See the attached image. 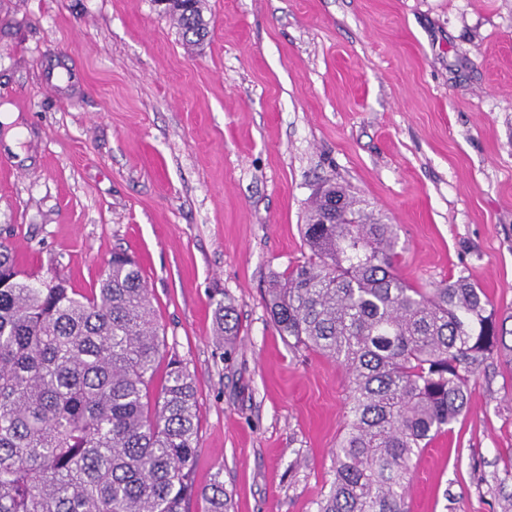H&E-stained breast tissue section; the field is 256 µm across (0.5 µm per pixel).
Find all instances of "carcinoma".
I'll return each mask as SVG.
<instances>
[{"label":"carcinoma","instance_id":"carcinoma-1","mask_svg":"<svg viewBox=\"0 0 512 512\" xmlns=\"http://www.w3.org/2000/svg\"><path fill=\"white\" fill-rule=\"evenodd\" d=\"M185 37L208 33L202 0L172 10ZM309 251L270 277L264 303L293 346L345 371L344 432L317 512H405L413 459L468 409V386L497 355L512 364V314L459 275L415 287L397 271L398 233L341 186L302 225ZM232 344L233 309L214 311ZM160 338L135 261L115 252L98 288L44 284L0 242V512H228L224 480L196 487L197 389L168 362L151 400Z\"/></svg>","mask_w":512,"mask_h":512}]
</instances>
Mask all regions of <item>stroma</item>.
Listing matches in <instances>:
<instances>
[{"label": "stroma", "instance_id": "stroma-1", "mask_svg": "<svg viewBox=\"0 0 512 512\" xmlns=\"http://www.w3.org/2000/svg\"><path fill=\"white\" fill-rule=\"evenodd\" d=\"M186 43L155 0H0V239L33 279L87 293L139 264L170 357L197 383V486L230 512H316L344 429L343 369L289 344L263 302L308 254L315 190L339 183L399 235V273L467 272L512 313V0H205ZM238 322L234 354L217 300ZM413 460L407 512H501L512 368Z\"/></svg>", "mask_w": 512, "mask_h": 512}]
</instances>
